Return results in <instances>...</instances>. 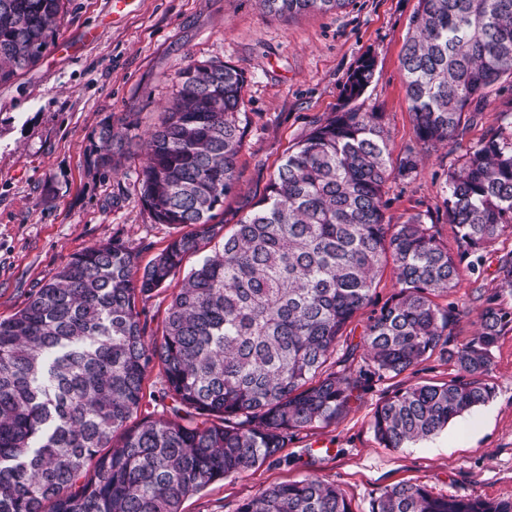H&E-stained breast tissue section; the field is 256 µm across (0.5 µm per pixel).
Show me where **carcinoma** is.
I'll use <instances>...</instances> for the list:
<instances>
[{
  "instance_id": "obj_1",
  "label": "carcinoma",
  "mask_w": 512,
  "mask_h": 512,
  "mask_svg": "<svg viewBox=\"0 0 512 512\" xmlns=\"http://www.w3.org/2000/svg\"><path fill=\"white\" fill-rule=\"evenodd\" d=\"M274 16L327 13L348 0H260ZM65 0H0V83L35 66L54 43ZM400 59L417 143L456 142L467 113L512 78V0H420ZM374 78L366 58L345 102ZM245 73L222 62L176 75L166 117L147 139L142 202L179 232L143 268L114 239L73 256L19 311L0 319V512H180L210 484L278 460L288 438L344 415L374 378L448 355L457 376L399 389L371 426L386 448L436 435L489 402L491 351L512 313L458 287L512 230V135L490 132L449 171L443 205L457 252L416 213L386 220V185L417 169L412 151L390 161L373 113L349 109L288 153L264 196L236 223L224 202L237 186L245 128ZM105 127L99 162L131 140ZM211 246L177 284L161 335H146L143 304L184 260ZM393 265L397 291L365 330L368 363L356 373L333 357L357 312ZM498 287L512 289V251L497 257ZM479 308L477 335L446 347ZM164 378L169 410L145 411L143 382ZM237 512H353L345 494L313 478L270 486ZM369 512H512L511 500L434 495L397 484Z\"/></svg>"
}]
</instances>
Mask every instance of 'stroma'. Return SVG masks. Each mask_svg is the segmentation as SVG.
Instances as JSON below:
<instances>
[{
    "mask_svg": "<svg viewBox=\"0 0 512 512\" xmlns=\"http://www.w3.org/2000/svg\"><path fill=\"white\" fill-rule=\"evenodd\" d=\"M54 45L17 79L0 83V319L21 309L40 282L87 247L126 242L147 265L175 235L142 203L140 143L172 101L177 71L202 61L245 73L240 106L246 128L238 183L224 204L235 223L265 192L290 147L342 111L344 87L362 59L375 76L352 109L376 113L392 160L415 147L400 58L419 0H350L324 14L278 17L256 0H67ZM461 141L425 152L416 171L386 187L387 217L399 224L423 214L455 247L444 212L445 178L464 150L492 130H512V87L479 105ZM131 129L138 142L98 162V133ZM512 250L498 237L477 273L463 272L440 304L467 299L483 283L503 309L496 257ZM456 374L441 355L396 377L373 381L336 423L289 438L276 463L209 485L185 499L181 512H236L240 503L279 483L309 476L339 487L353 512H368L388 487L420 484L439 496L512 500V330L492 350L493 399L465 412L438 435L404 448L380 445L371 428L376 406L395 390L445 382Z\"/></svg>",
    "mask_w": 512,
    "mask_h": 512,
    "instance_id": "1",
    "label": "stroma"
}]
</instances>
